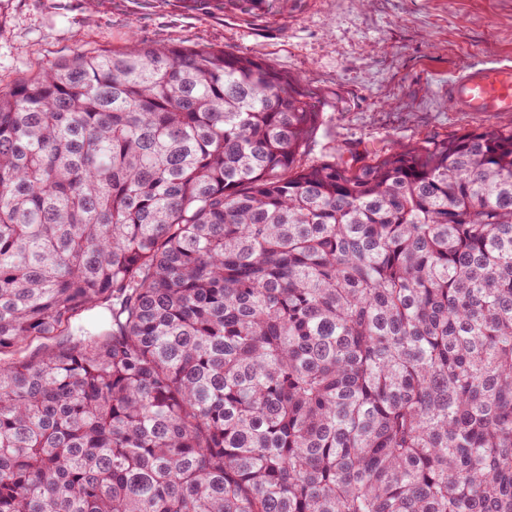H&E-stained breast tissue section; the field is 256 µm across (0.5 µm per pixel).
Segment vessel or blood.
<instances>
[{
    "instance_id": "obj_1",
    "label": "vessel or blood",
    "mask_w": 512,
    "mask_h": 512,
    "mask_svg": "<svg viewBox=\"0 0 512 512\" xmlns=\"http://www.w3.org/2000/svg\"><path fill=\"white\" fill-rule=\"evenodd\" d=\"M448 105L455 112L489 116L512 112V64L486 62L449 75Z\"/></svg>"
}]
</instances>
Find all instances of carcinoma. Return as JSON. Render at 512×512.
<instances>
[{
  "label": "carcinoma",
  "mask_w": 512,
  "mask_h": 512,
  "mask_svg": "<svg viewBox=\"0 0 512 512\" xmlns=\"http://www.w3.org/2000/svg\"><path fill=\"white\" fill-rule=\"evenodd\" d=\"M323 121L134 38L0 88V512H512V123Z\"/></svg>",
  "instance_id": "1"
}]
</instances>
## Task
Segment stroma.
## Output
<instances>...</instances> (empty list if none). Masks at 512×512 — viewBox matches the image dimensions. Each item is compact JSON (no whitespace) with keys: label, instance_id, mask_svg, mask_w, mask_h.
<instances>
[{"label":"stroma","instance_id":"35a3bbf8","mask_svg":"<svg viewBox=\"0 0 512 512\" xmlns=\"http://www.w3.org/2000/svg\"><path fill=\"white\" fill-rule=\"evenodd\" d=\"M132 35L246 53L296 79L324 112L310 161L512 122L448 106L449 73L512 58V0H283L265 15L194 0H0V88Z\"/></svg>","mask_w":512,"mask_h":512}]
</instances>
